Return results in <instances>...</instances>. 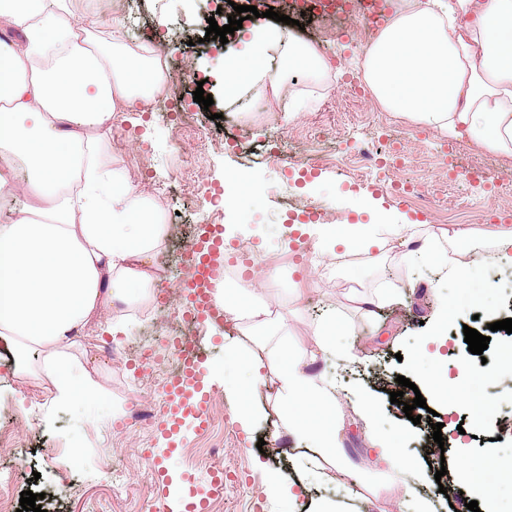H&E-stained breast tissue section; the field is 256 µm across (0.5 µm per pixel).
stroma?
<instances>
[{"label":"stroma","mask_w":512,"mask_h":512,"mask_svg":"<svg viewBox=\"0 0 512 512\" xmlns=\"http://www.w3.org/2000/svg\"><path fill=\"white\" fill-rule=\"evenodd\" d=\"M111 7L130 18L112 29L115 50L136 52L155 28H163L175 75L163 89L171 98L165 110L147 112L135 105L98 134L109 165L153 202L167 226L156 256L165 269L155 294L156 319L147 321L146 310L120 305L102 310L85 329L77 354L103 388L98 401L51 410L50 394L36 396L22 389L11 366L0 360V429L12 431L17 440L11 454L0 456V480L8 482L12 501L29 490L40 495L43 512H174L171 499L182 489L192 498L208 497V512H283L280 500L267 491L271 475L290 474L288 437L273 391L257 387L256 417L246 427L235 398L209 378V365L223 361L226 344L253 348L245 322L228 319L222 327L208 326L199 337L207 355L199 375L209 395L210 418L203 431L192 414H175L162 393L170 349L157 347L153 364L142 355L143 344L158 338L159 321L179 323L193 308L182 255L216 225L229 235L219 260L218 286L233 287L238 278L253 280L259 299L283 316L288 341L317 351L314 329L334 313L352 326V336L337 337L336 343L352 345L353 359L341 364L331 357L320 359L313 369L341 379L336 392L339 435L359 464L361 479L353 481L351 473L327 463L319 493L342 496L344 485L353 481L358 495L348 503V512H399L406 488L378 457V441L385 438L401 454L421 458L423 477L415 491L433 498L436 512H453L452 501L461 497L457 491L447 498L436 492L430 456L439 450L446 467H453L464 452L494 471L495 494L502 503L512 502V418L507 413L494 417L491 432L478 433L463 409L441 406L433 415L422 412L415 424L390 401L399 389L396 355L406 338L434 321L442 272H411L399 259V238L392 235L365 252L322 237L317 226L304 232L292 227L326 209L335 211L340 223L369 224L381 208L411 223L415 239L448 235L445 248L456 259L474 265L494 261L493 234L512 230V195L502 194L504 185L512 186V158L384 110L363 79L368 50L356 45L349 32L322 45V56L337 67L328 79L287 76L282 111L270 116L260 112L263 92L257 87L225 102L218 85L206 86L214 103L203 107L194 102L197 85L183 77V70L219 66L225 51L241 46L235 38L222 50L190 44L209 11L208 0H112ZM216 113L221 121H213ZM215 131L223 135V147L205 142V135ZM382 139L398 147L402 167L365 176L342 165L347 143ZM274 142L287 155L276 166L265 155ZM478 168L495 172L498 181L470 182V173ZM232 172L253 179L256 202L237 209L222 206V193L234 190L227 180ZM404 183L409 186L405 192L400 189ZM423 198L432 200V207L420 208ZM354 276L362 294L391 292V300L375 316H363L349 300ZM292 283L297 286L293 294L288 291ZM120 320L125 333L110 339L105 327ZM490 322V317L464 313L447 331L446 344L429 349L430 358L442 362L449 378H457L459 359L468 352L464 328L495 340L506 338V331H490ZM363 394L378 405L372 428L356 405ZM139 399L153 405L154 421L125 428L127 411ZM433 417L443 425L440 444L432 438ZM217 469L224 472V492L212 497L209 481ZM114 470L122 473L115 484L110 481Z\"/></svg>","instance_id":"35a3bbf8"}]
</instances>
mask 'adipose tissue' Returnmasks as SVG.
Segmentation results:
<instances>
[{"label": "adipose tissue", "instance_id": "adipose-tissue-1", "mask_svg": "<svg viewBox=\"0 0 512 512\" xmlns=\"http://www.w3.org/2000/svg\"><path fill=\"white\" fill-rule=\"evenodd\" d=\"M385 26L362 65L363 78L386 111L512 157V0H392ZM0 25L19 29L21 43L0 42V203L15 204L0 224V350L17 377L44 375L53 402L68 407L100 396L102 387L76 356L79 339L102 308L147 298L146 261L165 226L147 197L110 169L89 133L111 126L160 85L155 61L89 46V31L72 20L68 0H0ZM243 49L216 70L224 95L261 82L279 91L285 71L321 79L330 63L305 43L283 41L278 29L253 24ZM66 52L51 66L36 61L52 43ZM283 47L285 69L266 63ZM27 171L15 186L16 167ZM224 313L250 331L272 336L283 324L252 283L224 291ZM318 353L280 348L276 401L288 440L310 451L293 458L298 481L317 478L321 461L352 468L339 439L335 381L312 373ZM247 379L226 377L227 366ZM215 377L232 392L243 422L263 382L262 359L230 351ZM452 483L480 497L482 512H500L494 474L469 456Z\"/></svg>", "mask_w": 512, "mask_h": 512}]
</instances>
